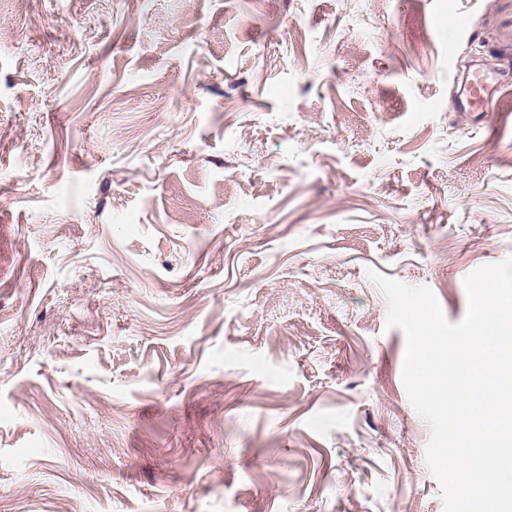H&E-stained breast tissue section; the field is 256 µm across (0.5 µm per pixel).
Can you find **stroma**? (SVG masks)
I'll return each mask as SVG.
<instances>
[{
  "label": "stroma",
  "mask_w": 512,
  "mask_h": 512,
  "mask_svg": "<svg viewBox=\"0 0 512 512\" xmlns=\"http://www.w3.org/2000/svg\"><path fill=\"white\" fill-rule=\"evenodd\" d=\"M511 255L512 0H0V512H444L367 272ZM499 73L486 66L464 82L463 91L456 99L460 112H490L497 107L496 93L499 91Z\"/></svg>",
  "instance_id": "stroma-1"
}]
</instances>
